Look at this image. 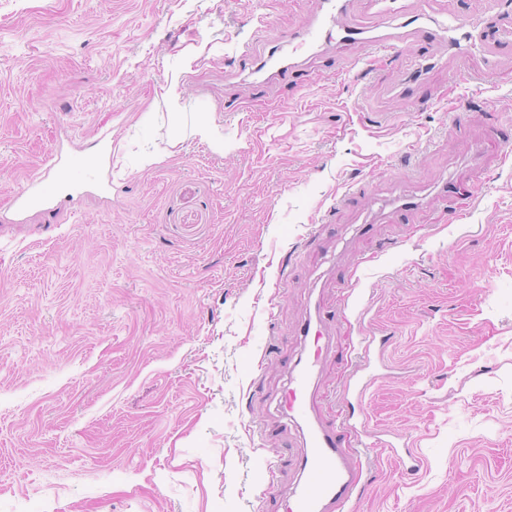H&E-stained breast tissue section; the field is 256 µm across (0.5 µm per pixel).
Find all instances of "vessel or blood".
<instances>
[{
  "mask_svg": "<svg viewBox=\"0 0 512 512\" xmlns=\"http://www.w3.org/2000/svg\"><path fill=\"white\" fill-rule=\"evenodd\" d=\"M348 6V0H324L322 13L289 32V43L298 49H324L339 37L362 45L376 56L399 51L409 40L425 41L462 61L481 56L488 74L496 73L502 61L512 57V0H488L475 18L464 21L452 15L432 26L425 25L424 11H397L389 0H370L371 24L357 27L347 21ZM51 167L58 173L53 183L30 179L13 197L12 207L18 216L36 209L54 211L65 193L107 190L98 156L59 153L52 156ZM324 322L325 314L319 310L302 325L301 335L309 347L291 368L281 398L284 415L299 427L302 437L296 459L297 485L286 512H352L365 486L368 449L382 447L394 453L404 445L402 436L384 439L348 418L332 427L316 417L313 391L325 357ZM385 343L382 336H363L361 361L345 385L347 395L363 399L383 364Z\"/></svg>",
  "mask_w": 512,
  "mask_h": 512,
  "instance_id": "obj_1",
  "label": "vessel or blood"
}]
</instances>
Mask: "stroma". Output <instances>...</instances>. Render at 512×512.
<instances>
[{"label":"stroma","mask_w":512,"mask_h":512,"mask_svg":"<svg viewBox=\"0 0 512 512\" xmlns=\"http://www.w3.org/2000/svg\"><path fill=\"white\" fill-rule=\"evenodd\" d=\"M320 2L0 0V512H283L300 438L279 398L318 304V416L348 417L377 331L363 413L419 462L370 449L356 512H512V62L485 78L437 47L403 96L418 45L367 76L337 45L260 93L243 47L287 61ZM208 112L220 155L190 136ZM64 139L107 144L110 199L16 220ZM400 193L425 199L406 223L363 224ZM333 270L349 289L321 287ZM386 341L385 336H375L372 333L363 336L360 364L352 372L345 385V397L348 404L352 405L347 398L350 395L361 405L367 389L376 379L380 378L375 372L379 366H383V352Z\"/></svg>","instance_id":"stroma-1"}]
</instances>
